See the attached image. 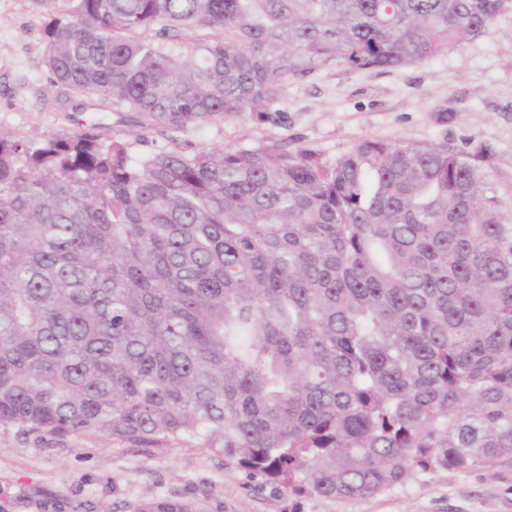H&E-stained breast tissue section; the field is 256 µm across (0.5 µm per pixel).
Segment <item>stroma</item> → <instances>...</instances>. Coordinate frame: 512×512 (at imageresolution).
<instances>
[{"mask_svg":"<svg viewBox=\"0 0 512 512\" xmlns=\"http://www.w3.org/2000/svg\"><path fill=\"white\" fill-rule=\"evenodd\" d=\"M46 18L0 0V133L17 139L124 137L134 156L160 150L283 143L331 161L366 138L442 144L462 153L512 203V10L434 60L385 73L343 65L289 82L280 112L218 117L182 130L142 124L50 81ZM166 496L201 512H512V471L457 474L352 501L303 498L248 484L202 440L162 450L106 436L25 437L0 427V512H135Z\"/></svg>","mask_w":512,"mask_h":512,"instance_id":"stroma-1","label":"stroma"}]
</instances>
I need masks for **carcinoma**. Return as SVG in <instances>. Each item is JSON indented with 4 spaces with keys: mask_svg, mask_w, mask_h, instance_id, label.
I'll return each mask as SVG.
<instances>
[{
    "mask_svg": "<svg viewBox=\"0 0 512 512\" xmlns=\"http://www.w3.org/2000/svg\"><path fill=\"white\" fill-rule=\"evenodd\" d=\"M54 85L174 129L392 71L512 0H28ZM207 32L186 53L163 42ZM0 427L351 501L512 470V206L438 144L153 152L0 134ZM136 512H199L161 499Z\"/></svg>",
    "mask_w": 512,
    "mask_h": 512,
    "instance_id": "1",
    "label": "carcinoma"
}]
</instances>
